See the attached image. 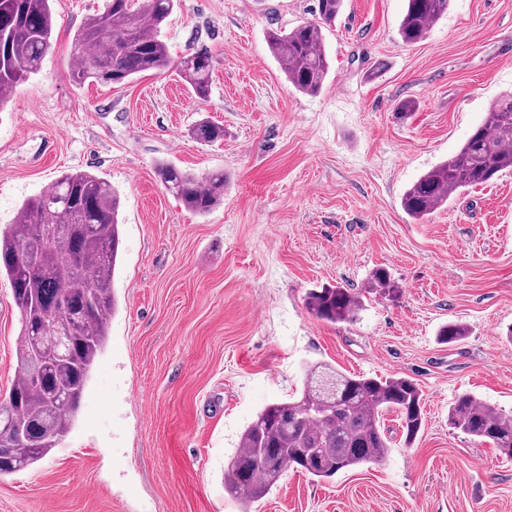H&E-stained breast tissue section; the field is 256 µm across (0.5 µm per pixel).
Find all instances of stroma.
I'll list each match as a JSON object with an SVG mask.
<instances>
[{
	"instance_id": "stroma-1",
	"label": "stroma",
	"mask_w": 512,
	"mask_h": 512,
	"mask_svg": "<svg viewBox=\"0 0 512 512\" xmlns=\"http://www.w3.org/2000/svg\"><path fill=\"white\" fill-rule=\"evenodd\" d=\"M104 3L61 0L40 72L0 104V231L70 171L122 198L117 310L78 421L45 458L0 477V512H240L224 469L242 431L299 397L318 362L413 380L422 427L405 445L385 414V459L330 479L288 467L254 512H512V460L448 423L463 393L512 410V172L423 221L401 207L512 92V0H450L409 46L406 0H344L323 31L330 74L315 96L266 45L314 0H178L162 38L172 61L211 56L205 101L171 68L75 84L73 33ZM204 117L222 141L190 138ZM161 162L223 172V203L188 211ZM379 267L396 290L368 296L355 321L308 311L310 289L361 292ZM449 322L466 328L461 341L440 340ZM20 341L2 279L0 402Z\"/></svg>"
}]
</instances>
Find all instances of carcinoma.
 Segmentation results:
<instances>
[{
  "instance_id": "carcinoma-1",
  "label": "carcinoma",
  "mask_w": 512,
  "mask_h": 512,
  "mask_svg": "<svg viewBox=\"0 0 512 512\" xmlns=\"http://www.w3.org/2000/svg\"><path fill=\"white\" fill-rule=\"evenodd\" d=\"M450 0H407L398 34L407 45L421 41L447 10ZM177 0H108L74 32L72 80L109 83L107 74L128 82L169 63L161 30ZM60 0H0V103L16 85L40 69L52 44ZM343 0H315V19L288 32L271 31L267 47L288 82L302 93L323 88L330 62L323 29L335 23ZM181 78L193 95H210L211 57L206 52L180 62ZM201 143L224 139V126L205 118L191 130ZM512 170V94L496 100L483 123L452 156L422 175L402 196V208L421 221L455 194ZM164 187L183 206L206 215L224 201V174L199 177L167 163L157 166ZM121 199L104 178L75 171L60 176L18 210L14 224L0 233V278L9 282L22 319L19 361L23 378L10 390V406L0 408V476L44 458L70 431L93 365L103 351L116 301L112 278L120 259ZM49 229L65 238L62 248L44 243ZM371 290H395L386 269L371 275ZM307 309L331 323L351 322L363 307L360 295L339 286L312 289ZM440 339L453 343L466 328L447 323ZM400 418L405 443L422 425V394L405 377L381 380L349 376L335 367L314 365L297 399L265 407L244 430L239 451L224 469L225 490L250 512L291 465L318 478L379 461L390 448L380 418ZM448 421L480 444L512 458V411L471 394L456 397ZM23 428L28 453L19 461L4 451Z\"/></svg>"
}]
</instances>
